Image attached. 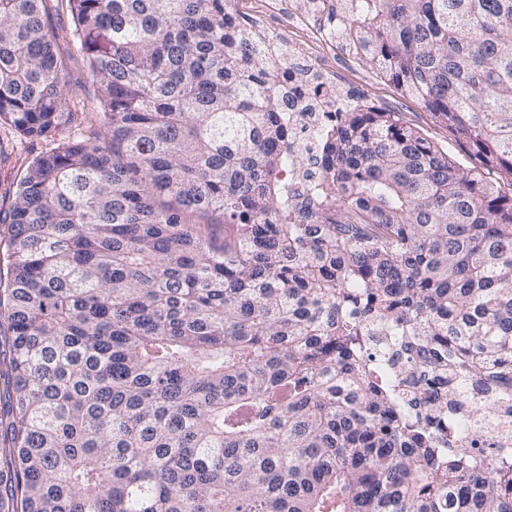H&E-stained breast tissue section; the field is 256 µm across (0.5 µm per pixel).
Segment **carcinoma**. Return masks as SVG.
<instances>
[{
  "mask_svg": "<svg viewBox=\"0 0 512 512\" xmlns=\"http://www.w3.org/2000/svg\"><path fill=\"white\" fill-rule=\"evenodd\" d=\"M336 9L512 176V0ZM278 68L224 0H0V128L46 145L0 214V512H512V445L455 427L512 411V194L354 107L290 195ZM87 67L82 57L75 53L69 68V82L66 86V92L72 97L85 112L92 115L93 112H99V100L97 89L86 78Z\"/></svg>",
  "mask_w": 512,
  "mask_h": 512,
  "instance_id": "obj_1",
  "label": "carcinoma"
}]
</instances>
